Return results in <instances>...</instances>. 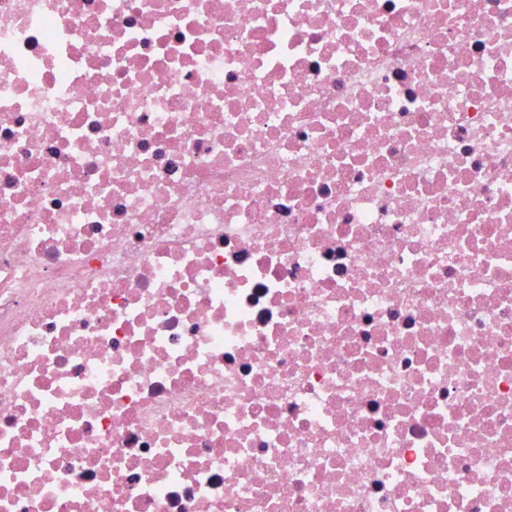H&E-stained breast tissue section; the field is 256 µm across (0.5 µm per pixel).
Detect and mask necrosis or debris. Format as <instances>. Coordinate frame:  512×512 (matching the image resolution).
Segmentation results:
<instances>
[{
  "instance_id": "1",
  "label": "necrosis or debris",
  "mask_w": 512,
  "mask_h": 512,
  "mask_svg": "<svg viewBox=\"0 0 512 512\" xmlns=\"http://www.w3.org/2000/svg\"><path fill=\"white\" fill-rule=\"evenodd\" d=\"M0 512H512V0H0Z\"/></svg>"
}]
</instances>
